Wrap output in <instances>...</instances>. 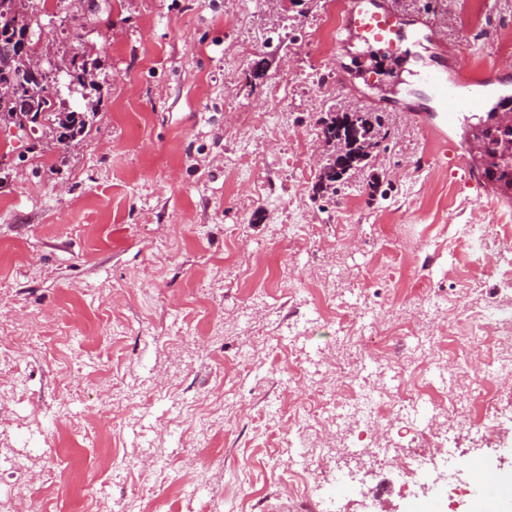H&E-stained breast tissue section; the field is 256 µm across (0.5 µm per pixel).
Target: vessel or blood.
Listing matches in <instances>:
<instances>
[{
  "label": "vessel or blood",
  "mask_w": 512,
  "mask_h": 512,
  "mask_svg": "<svg viewBox=\"0 0 512 512\" xmlns=\"http://www.w3.org/2000/svg\"><path fill=\"white\" fill-rule=\"evenodd\" d=\"M341 32L346 41H358L367 46L381 45L402 51L406 42L434 39L435 27L427 20L398 12L391 0H342ZM425 81L436 99L444 123H451L474 102L471 83L449 80L443 63L426 69Z\"/></svg>",
  "instance_id": "obj_1"
}]
</instances>
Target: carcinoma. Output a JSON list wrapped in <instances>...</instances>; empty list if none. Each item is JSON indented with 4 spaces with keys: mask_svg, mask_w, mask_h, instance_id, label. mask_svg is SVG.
I'll return each mask as SVG.
<instances>
[{
    "mask_svg": "<svg viewBox=\"0 0 512 512\" xmlns=\"http://www.w3.org/2000/svg\"><path fill=\"white\" fill-rule=\"evenodd\" d=\"M9 16V21L0 18V46H12V53L0 56V85L8 89L0 94V126H15L20 129L47 128L57 143L66 145L84 133L91 124L86 112H63L57 108L58 86L49 80L38 84L33 77L31 64V40L21 41L30 33L35 8L33 0H0V13ZM94 64L88 62L85 53L77 51L70 59L68 76L71 83L85 86L92 76ZM493 115L480 120L472 127L474 137H482L485 153L473 159L477 165L489 164L497 174L498 187H512V157L497 154V140L489 136ZM318 135L328 147V155L334 160H325L318 181L313 187L314 194L336 192V184L344 179L336 176V167L341 160L353 162L357 170L379 145L381 116L372 110L360 112H328L317 121Z\"/></svg>",
    "mask_w": 512,
    "mask_h": 512,
    "instance_id": "carcinoma-1",
    "label": "carcinoma"
}]
</instances>
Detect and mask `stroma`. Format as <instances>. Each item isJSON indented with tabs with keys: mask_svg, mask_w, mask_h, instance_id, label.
<instances>
[{
	"mask_svg": "<svg viewBox=\"0 0 512 512\" xmlns=\"http://www.w3.org/2000/svg\"><path fill=\"white\" fill-rule=\"evenodd\" d=\"M432 19L438 55L465 78L494 68L486 95L512 96V9L471 0H396ZM324 0H47L32 40L64 109L93 112L67 150L0 129V322L66 326L67 336L0 340V497L24 488L52 512H292L286 478L307 474L301 512H324L321 473L377 496L334 512H420L401 489L410 450H391L390 407L354 448L306 456L296 408L326 371L338 319L394 327L396 357L428 353L449 312L477 319L506 261L476 268L470 234L512 214L469 167L463 127L444 125L427 85L385 71L384 48H335L347 89L313 95ZM99 90L69 87L74 49ZM280 97L277 123L254 115ZM384 113L386 137L335 198L314 196L323 112ZM329 275L321 290L320 275ZM436 302L409 299L415 283ZM448 370L354 373L391 393L450 391ZM125 401L106 411L111 388ZM438 418L447 453L425 481L453 488L495 471L512 486V421L483 436ZM67 456L54 465L52 454Z\"/></svg>",
	"mask_w": 512,
	"mask_h": 512,
	"instance_id": "35a3bbf8",
	"label": "stroma"
}]
</instances>
